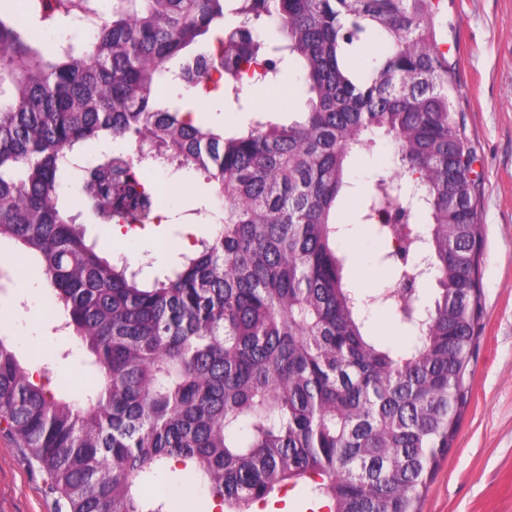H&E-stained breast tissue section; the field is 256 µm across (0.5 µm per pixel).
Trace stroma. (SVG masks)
I'll return each instance as SVG.
<instances>
[{"instance_id": "35a3bbf8", "label": "stroma", "mask_w": 512, "mask_h": 512, "mask_svg": "<svg viewBox=\"0 0 512 512\" xmlns=\"http://www.w3.org/2000/svg\"><path fill=\"white\" fill-rule=\"evenodd\" d=\"M448 35L442 49L459 82L455 102L474 150V177L483 228L480 265L482 316L478 347L467 378V403L451 448L441 459L421 512H512V0H443ZM393 147L377 139L354 161L360 187L392 175ZM147 180L166 185L161 211L165 223L120 239L98 230L111 251L143 259L146 273L171 260L166 238L182 223L197 231L203 216L186 214L184 200L205 195L206 184L191 176L169 177L151 162ZM340 223L348 234L342 244L349 256L348 276L360 287H377L382 270L375 259L385 245L371 225L359 223L354 200L343 201ZM14 248L0 243V334L12 337L23 361L48 367L54 391L79 395L92 383L75 336L58 332L43 286L12 262ZM321 502L310 481L283 488L264 512H317ZM0 512H57L39 469L21 443L0 432Z\"/></svg>"}]
</instances>
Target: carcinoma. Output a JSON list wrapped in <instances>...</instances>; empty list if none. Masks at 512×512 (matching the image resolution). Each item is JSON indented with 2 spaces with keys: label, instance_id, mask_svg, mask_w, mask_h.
Instances as JSON below:
<instances>
[{
  "label": "carcinoma",
  "instance_id": "obj_1",
  "mask_svg": "<svg viewBox=\"0 0 512 512\" xmlns=\"http://www.w3.org/2000/svg\"><path fill=\"white\" fill-rule=\"evenodd\" d=\"M444 28L439 0H112L108 13L30 0L25 25L0 4V241L20 248L95 378L56 394L0 336V431L57 512H173L156 482L173 462L230 512L305 478L329 512H419L482 314L474 157ZM293 70L301 117L277 123L249 89ZM162 86L257 116L228 134L184 118L190 101ZM376 136L398 172L360 191L350 165ZM106 141L128 148H91ZM143 160L212 190L192 210L211 233L152 276L86 235L161 223ZM352 196L389 242L371 290L340 248ZM379 311L414 344L373 333Z\"/></svg>",
  "mask_w": 512,
  "mask_h": 512
}]
</instances>
